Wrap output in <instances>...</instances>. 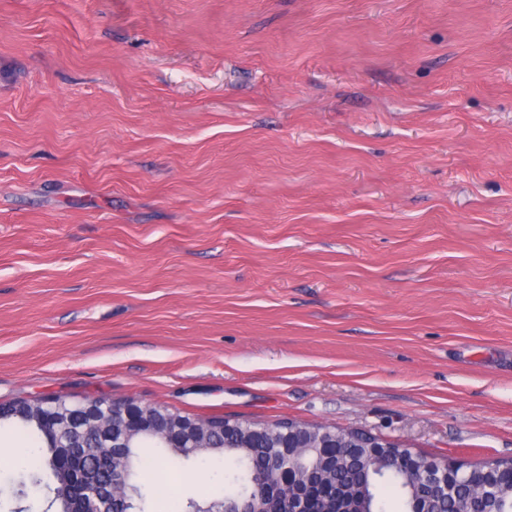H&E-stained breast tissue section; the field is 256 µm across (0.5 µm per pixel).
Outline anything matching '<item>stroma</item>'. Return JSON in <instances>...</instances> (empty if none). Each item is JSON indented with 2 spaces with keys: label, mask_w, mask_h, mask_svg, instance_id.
<instances>
[{
  "label": "stroma",
  "mask_w": 512,
  "mask_h": 512,
  "mask_svg": "<svg viewBox=\"0 0 512 512\" xmlns=\"http://www.w3.org/2000/svg\"><path fill=\"white\" fill-rule=\"evenodd\" d=\"M55 395L512 459V0H0V403Z\"/></svg>",
  "instance_id": "obj_1"
}]
</instances>
